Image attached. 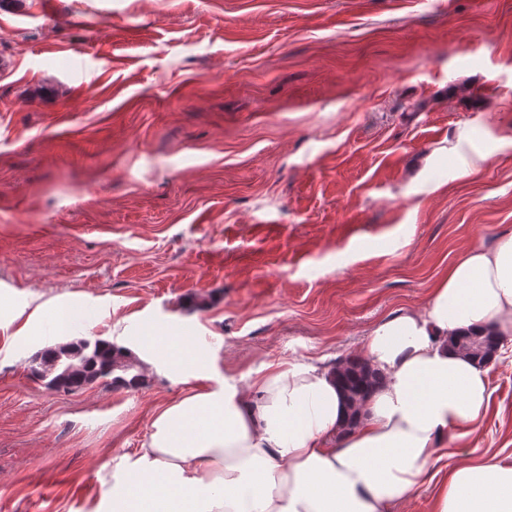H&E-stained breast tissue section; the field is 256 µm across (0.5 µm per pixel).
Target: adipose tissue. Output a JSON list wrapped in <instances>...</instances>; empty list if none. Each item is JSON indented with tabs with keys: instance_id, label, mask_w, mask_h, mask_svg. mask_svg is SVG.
Masks as SVG:
<instances>
[{
	"instance_id": "ef3b65f1",
	"label": "adipose tissue",
	"mask_w": 512,
	"mask_h": 512,
	"mask_svg": "<svg viewBox=\"0 0 512 512\" xmlns=\"http://www.w3.org/2000/svg\"><path fill=\"white\" fill-rule=\"evenodd\" d=\"M491 330L512 340V233L461 250L422 307L380 319L362 356L382 377L356 424L336 368L279 362L194 388L162 407L107 512H393L448 453L449 437L481 430L493 361L450 340ZM154 358L197 377L201 350L186 337ZM435 512H512V464L465 462L441 477Z\"/></svg>"
}]
</instances>
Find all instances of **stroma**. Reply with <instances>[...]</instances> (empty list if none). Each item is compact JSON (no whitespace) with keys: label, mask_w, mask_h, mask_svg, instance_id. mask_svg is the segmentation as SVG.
<instances>
[{"label":"stroma","mask_w":512,"mask_h":512,"mask_svg":"<svg viewBox=\"0 0 512 512\" xmlns=\"http://www.w3.org/2000/svg\"><path fill=\"white\" fill-rule=\"evenodd\" d=\"M0 512H93L189 388L63 392L31 358L148 331L202 385L358 356L462 248L512 232V0H0ZM482 431L512 462V353ZM169 344L178 347L180 353L175 354L170 350V347H163L157 345H150L153 352V357L156 359L165 360L173 366H176L186 374V381L191 378H196L203 372L200 361L202 358V351L194 348L192 344L184 336H169Z\"/></svg>","instance_id":"35a3bbf8"}]
</instances>
